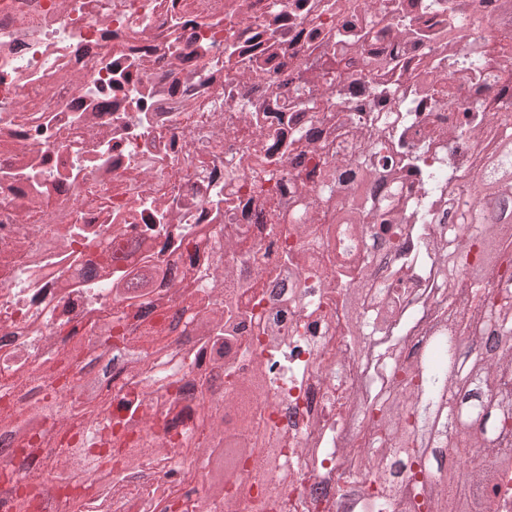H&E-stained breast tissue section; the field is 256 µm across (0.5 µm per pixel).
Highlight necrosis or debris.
Returning a JSON list of instances; mask_svg holds the SVG:
<instances>
[{"label":"necrosis or debris","instance_id":"necrosis-or-debris-1","mask_svg":"<svg viewBox=\"0 0 512 512\" xmlns=\"http://www.w3.org/2000/svg\"><path fill=\"white\" fill-rule=\"evenodd\" d=\"M370 2L0 0V512L21 494L29 512H382L373 478L346 502L347 461L385 446L371 410L407 369L386 352L424 345L443 298L417 210L453 188L449 144L465 172L487 152L468 118L512 100V71L502 0ZM453 23L468 62L449 69ZM360 32L391 69L347 65ZM365 161L391 180L339 222ZM318 163L336 185L316 194ZM353 289L364 320L390 319L358 344ZM120 291L162 383L147 399L98 359ZM76 344L67 376L34 372ZM228 441L246 453L215 494Z\"/></svg>","mask_w":512,"mask_h":512}]
</instances>
